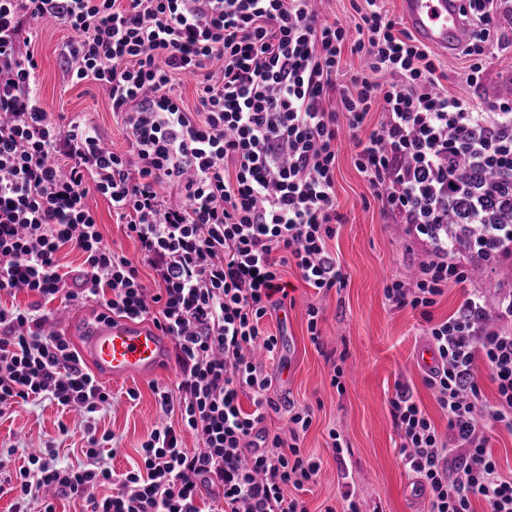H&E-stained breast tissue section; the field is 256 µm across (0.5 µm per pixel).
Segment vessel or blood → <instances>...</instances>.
<instances>
[{"label": "vessel or blood", "instance_id": "1", "mask_svg": "<svg viewBox=\"0 0 512 512\" xmlns=\"http://www.w3.org/2000/svg\"><path fill=\"white\" fill-rule=\"evenodd\" d=\"M399 9L419 42L446 53L458 47L469 18L465 0H399ZM82 353L116 383L153 377L168 363L171 347L151 323L108 316L84 329Z\"/></svg>", "mask_w": 512, "mask_h": 512}]
</instances>
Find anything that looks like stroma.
<instances>
[{
    "label": "stroma",
    "instance_id": "stroma-1",
    "mask_svg": "<svg viewBox=\"0 0 512 512\" xmlns=\"http://www.w3.org/2000/svg\"><path fill=\"white\" fill-rule=\"evenodd\" d=\"M27 35L39 64L41 101L51 118L63 124L72 116H81L99 128L109 149L125 151L127 132L106 95L95 85L72 83L65 72L60 47L69 39V31L33 21ZM478 53L486 70L477 89L466 82L471 60L464 52L438 58L442 84L461 92L477 110L493 100L512 98V45L492 33L479 41ZM85 202L97 218L104 242L126 256H135L138 245L127 237L109 201L92 191ZM336 204L342 222L328 247L346 272L347 285L320 293L309 288L294 267H283L288 318L280 320L277 310H270L261 329L291 340L287 361L276 358L266 363L270 377L287 370L289 384L284 390L271 385L268 395L277 407L265 410L263 426L269 434L287 435L288 404L312 408V423L299 442L303 454L321 461L317 476L298 492L309 512L341 506V493L347 487L355 491L364 512H426V497L416 490L401 462L400 440L389 412L390 398L398 386L405 385L438 430H448V418L415 360L416 350L427 342V323L419 311L392 308L383 296L387 277L409 271L411 256L406 248L410 240L401 227L386 222L347 146L337 159ZM311 304L321 309L323 317L322 335L316 343L307 331L306 310ZM46 310L52 328L75 345L80 342L82 326L94 323L101 312L92 302L66 306L56 301L47 304ZM336 365L344 369L340 390L330 384ZM175 374L176 367L170 364L151 383H109L112 403L95 414L91 424L97 431L112 433L115 454L109 462L116 471H125L137 460L141 442L162 418L152 383L172 384ZM132 389L138 391L137 399L129 398ZM82 428L76 412L45 398L4 409L0 412V459L6 473L14 474L29 455L44 454L49 448L55 451L58 465L80 464ZM333 431L345 446L343 455L331 449L329 434Z\"/></svg>",
    "mask_w": 512,
    "mask_h": 512
}]
</instances>
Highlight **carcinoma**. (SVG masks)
I'll return each mask as SVG.
<instances>
[{
    "label": "carcinoma",
    "mask_w": 512,
    "mask_h": 512,
    "mask_svg": "<svg viewBox=\"0 0 512 512\" xmlns=\"http://www.w3.org/2000/svg\"><path fill=\"white\" fill-rule=\"evenodd\" d=\"M482 185L487 190V211L498 224H512V172L459 166L454 179L448 181V197L460 192L464 185Z\"/></svg>",
    "instance_id": "1"
}]
</instances>
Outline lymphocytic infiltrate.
Returning <instances> with one entry per match:
<instances>
[{
	"label": "lymphocytic infiltrate",
	"instance_id": "lymphocytic-infiltrate-1",
	"mask_svg": "<svg viewBox=\"0 0 512 512\" xmlns=\"http://www.w3.org/2000/svg\"><path fill=\"white\" fill-rule=\"evenodd\" d=\"M317 0H0V296L24 290L45 301H91L107 313L152 319L170 336L179 373L153 384L177 424L155 427L140 460L116 473L103 458L109 434L87 428L80 466L29 456L16 474L13 512L47 491L91 496V512H201L204 487L219 488L224 512H309L296 492L318 474L300 436L310 406H289L287 436L264 431L271 381L255 349L279 339L260 321L280 292L281 266L308 287L343 288L347 275L328 242L336 211L339 131L388 223L424 247L413 276L386 281L396 309L428 316L438 297L462 288L447 319L430 321L439 357L425 382L448 414V434L397 389L390 415L405 468L428 494V512H512V474L490 446L512 433V280L494 309L470 277L480 261L512 267V224L488 223L481 191L467 189V225L484 232L468 254L450 241L448 178L458 163L494 159L512 170V99L475 112L448 91L437 58L418 44L384 0H364L355 25L324 17ZM481 33L512 32V0H468ZM50 19L72 37L61 51L73 83L101 87L129 133L125 152L75 118L54 122L44 108L26 23ZM365 66L346 75L344 52ZM197 80V105L175 92ZM377 123H370L371 113ZM180 191L173 206L163 186ZM105 197L139 244L131 259L107 245L84 202ZM78 251L83 269L68 281L59 254ZM154 274L153 284L140 276ZM37 307L0 305V409L37 398L91 416L111 393L87 372L64 334L46 332ZM488 371L496 398L479 380ZM251 395L253 413L240 398ZM191 432L198 447L183 443Z\"/></svg>",
	"mask_w": 512,
	"mask_h": 512
}]
</instances>
